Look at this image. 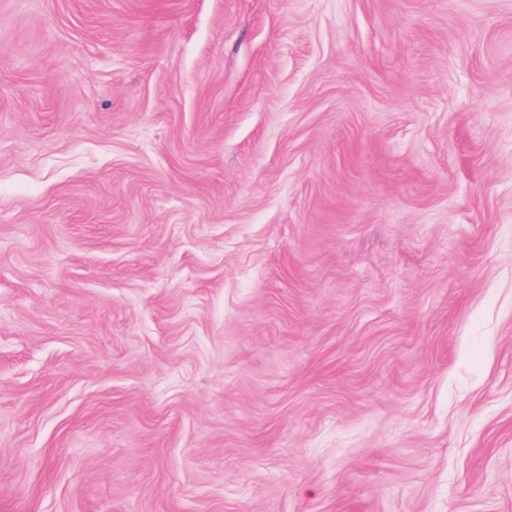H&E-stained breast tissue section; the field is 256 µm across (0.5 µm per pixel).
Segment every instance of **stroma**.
I'll list each match as a JSON object with an SVG mask.
<instances>
[{
	"instance_id": "stroma-1",
	"label": "stroma",
	"mask_w": 512,
	"mask_h": 512,
	"mask_svg": "<svg viewBox=\"0 0 512 512\" xmlns=\"http://www.w3.org/2000/svg\"><path fill=\"white\" fill-rule=\"evenodd\" d=\"M0 512H512V0H0Z\"/></svg>"
}]
</instances>
